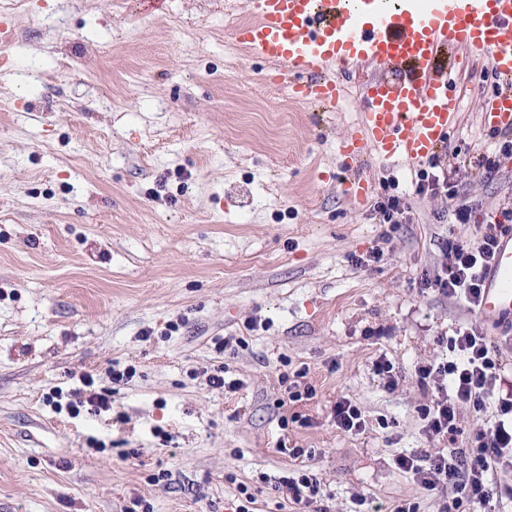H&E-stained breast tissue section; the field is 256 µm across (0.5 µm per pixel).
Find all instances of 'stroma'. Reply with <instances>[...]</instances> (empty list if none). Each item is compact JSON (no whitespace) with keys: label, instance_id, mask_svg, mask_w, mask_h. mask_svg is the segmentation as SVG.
Returning a JSON list of instances; mask_svg holds the SVG:
<instances>
[{"label":"stroma","instance_id":"obj_1","mask_svg":"<svg viewBox=\"0 0 512 512\" xmlns=\"http://www.w3.org/2000/svg\"><path fill=\"white\" fill-rule=\"evenodd\" d=\"M247 15L246 0H0V512H123L136 496L153 512H235L243 487L255 512H296L270 479L300 467L330 512H438L444 494L394 465L444 446L418 414L431 395L416 366L453 359L469 322L512 382V342L426 285L449 241L512 208V155L480 120L488 59H465L438 155L475 206L457 224L452 201L416 194L418 164L371 151L348 168L360 83L343 80L333 105L293 99L234 40ZM354 175L370 186L361 206L339 187ZM388 195L410 218L385 242L374 205ZM375 248L380 261L356 264ZM230 335L243 345L216 352ZM382 355L391 392L372 370ZM116 364L135 369L127 384ZM219 365L238 390L208 385ZM299 370L316 395L284 402L281 375ZM86 373L111 410H56ZM342 396L362 433L332 424Z\"/></svg>","mask_w":512,"mask_h":512}]
</instances>
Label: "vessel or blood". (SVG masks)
<instances>
[{
    "instance_id": "obj_1",
    "label": "vessel or blood",
    "mask_w": 512,
    "mask_h": 512,
    "mask_svg": "<svg viewBox=\"0 0 512 512\" xmlns=\"http://www.w3.org/2000/svg\"><path fill=\"white\" fill-rule=\"evenodd\" d=\"M252 21L234 31L250 54L279 65L296 99L336 101L337 73L363 80L358 131L343 145L347 164L366 151L422 162L447 144L460 95L444 47L484 57L502 83L481 106V123L512 132V0H249ZM482 314L512 326V233L484 273Z\"/></svg>"
}]
</instances>
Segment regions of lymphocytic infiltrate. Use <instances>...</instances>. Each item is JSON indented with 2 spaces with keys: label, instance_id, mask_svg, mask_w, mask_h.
Segmentation results:
<instances>
[{
  "label": "lymphocytic infiltrate",
  "instance_id": "obj_1",
  "mask_svg": "<svg viewBox=\"0 0 512 512\" xmlns=\"http://www.w3.org/2000/svg\"><path fill=\"white\" fill-rule=\"evenodd\" d=\"M415 192L455 200L456 223L471 222L472 206L457 203L458 192L449 183L447 173L439 170L436 160H429L427 169L419 172ZM501 232V225L480 224L476 226L474 242H450L448 263L437 271L431 287L445 297L463 300L469 310H479L481 274L495 256ZM448 342L457 352V359L430 362L415 369L419 385L434 394L431 403L420 410L425 429L429 435L446 439L448 446L433 454L397 456L395 465L413 474L426 490L447 489L448 500L440 512H477L493 496L501 494L498 470L512 460V398L494 395L501 378V363L482 332L463 323L455 327ZM491 400L496 403L492 427L464 435L460 426L463 411L485 410ZM275 487L300 512H328L322 503L321 481L311 471L281 475L276 478Z\"/></svg>",
  "mask_w": 512,
  "mask_h": 512
}]
</instances>
